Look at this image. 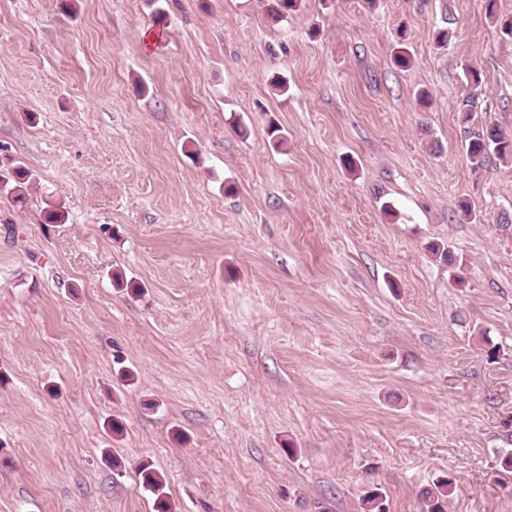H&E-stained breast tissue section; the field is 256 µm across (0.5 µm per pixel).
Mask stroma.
<instances>
[{
    "instance_id": "1",
    "label": "stroma",
    "mask_w": 512,
    "mask_h": 512,
    "mask_svg": "<svg viewBox=\"0 0 512 512\" xmlns=\"http://www.w3.org/2000/svg\"><path fill=\"white\" fill-rule=\"evenodd\" d=\"M272 4L0 0V512H512V38ZM491 151L504 160L511 158L512 136L508 137L496 126H486L469 140L467 153L475 168L484 166ZM4 184L9 193L14 194L16 202H23L26 196L28 185L30 184V175L22 168L15 169L10 178L6 180L0 178V184ZM140 475L142 486L151 490L154 495H156L155 504L157 509L155 511L170 512L171 506L166 499L165 492L163 491L164 483L161 475L147 466L141 468ZM456 479L448 475L438 479L421 493L423 512H447L450 497L454 494Z\"/></svg>"
}]
</instances>
